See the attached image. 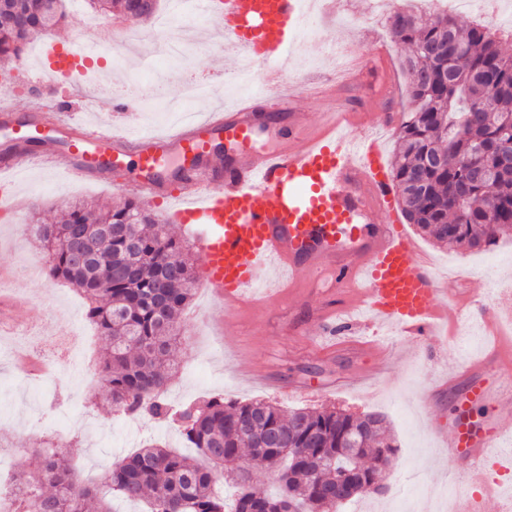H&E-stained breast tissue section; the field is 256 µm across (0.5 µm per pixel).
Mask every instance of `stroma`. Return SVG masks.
<instances>
[{"label": "stroma", "instance_id": "stroma-1", "mask_svg": "<svg viewBox=\"0 0 512 512\" xmlns=\"http://www.w3.org/2000/svg\"><path fill=\"white\" fill-rule=\"evenodd\" d=\"M327 2L326 13L301 25L294 56L284 58L279 68L298 84L331 81L343 86L337 108L362 113L358 136L378 141L384 159L392 160L398 130L383 127L380 114L386 107L401 110L406 101L404 53L392 42L386 18L374 17L373 0ZM92 18L87 31L106 49L100 67L111 68L107 49L115 29L123 25L142 34L141 53L152 52L149 39L156 33L155 21L100 12ZM210 29L205 21L187 26L181 58L157 60L149 67L124 60L121 69L85 91L68 89L60 80H40L39 67L20 60L0 69V104L21 110L37 95L46 111H53L60 98L78 109L89 91L100 96L101 109L86 113V120L102 125L116 122L133 132L171 130L173 119L160 110L114 112V84L130 80L148 84L153 99L161 101L179 97L182 80L208 79L219 69L224 73L219 88L228 102L251 93L252 84L238 80L235 55ZM330 44L348 56H362L371 78L351 85L346 76L336 75L325 62ZM7 189L18 196L19 211L13 222H0V267L14 273L15 298L1 310L29 319L34 328L25 335L0 338V450L7 455L0 467V491L12 492L19 474L30 467L36 443L42 441L66 445L77 478L97 486L103 485L105 466L113 458L132 454L150 441L191 453L190 444L168 423L109 410L107 389L93 375L106 341L88 324L84 299L46 274L33 277L26 270L43 255L31 238L32 218L51 224L65 202L97 200L116 205L125 201V194L106 185L73 181L62 170L49 177L28 170ZM416 243L430 256L435 274L447 278L453 289L446 304L460 308L469 326L468 356H461L446 330L420 341L393 327L383 329L394 349L382 360L370 355L374 341L365 332L352 341L343 334L318 339L314 332L319 317L327 309L342 310L345 294L324 281L292 288L286 276L275 273L263 287L282 290L283 296L261 311L247 304L222 306L197 290L182 317L178 368L168 378L166 400L176 408L221 397L228 402L271 401L286 410L336 407L355 415L375 411L384 415L396 447L394 465L383 474L384 494L356 499L344 512H386L392 500L424 492L435 480L449 495L466 494L469 512H512V445H505L501 457L488 461L486 472L498 478L500 486L487 495L481 486L461 489L447 481V473L463 462L438 435L452 410L444 381L467 361L499 356L502 346L512 342V312L506 307L512 302V233L479 250L451 251L421 236ZM252 362L265 368L267 381L245 374ZM300 383L315 384V394L291 393V386Z\"/></svg>", "mask_w": 512, "mask_h": 512}]
</instances>
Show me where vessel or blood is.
I'll return each instance as SVG.
<instances>
[{"mask_svg": "<svg viewBox=\"0 0 512 512\" xmlns=\"http://www.w3.org/2000/svg\"><path fill=\"white\" fill-rule=\"evenodd\" d=\"M207 20L225 46L259 59L278 60L298 34L299 0H204ZM80 44L65 40L48 51L49 74L83 75ZM275 100L262 93L242 97L235 107L199 112L167 133L132 135L109 126L0 108V172L37 167L51 173L64 165L74 178L111 184L122 171L121 188L148 205L175 201L178 223L192 228L201 254V285L216 302L246 300L273 267L299 282L331 271L342 290L366 280V306L374 318L408 335L431 338L438 298L447 282L437 280L414 239L400 223L392 174L374 143L359 139L360 113L343 127L308 124L295 103L310 93L327 101L338 86L283 84L281 72L265 77ZM289 112L288 142L260 154L249 144L260 107ZM229 138L242 145L234 159L220 161L214 148ZM490 360L472 364L444 431L448 446L469 473L497 455L512 415V369H496L489 385ZM493 401L495 414L475 419V405Z\"/></svg>", "mask_w": 512, "mask_h": 512, "instance_id": "1", "label": "vessel or blood"}]
</instances>
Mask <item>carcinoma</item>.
<instances>
[{
	"instance_id": "carcinoma-1",
	"label": "carcinoma",
	"mask_w": 512,
	"mask_h": 512,
	"mask_svg": "<svg viewBox=\"0 0 512 512\" xmlns=\"http://www.w3.org/2000/svg\"><path fill=\"white\" fill-rule=\"evenodd\" d=\"M88 4L96 12L145 20L157 11L142 0ZM65 16L63 9L47 11L43 0H0V67L19 60L34 34ZM388 22L393 41L409 48L403 61L407 103L392 166L401 214L441 247L489 246L512 231V176L478 179L472 168L492 172L499 153L512 152V54L480 21L463 26L447 15L424 21L394 10ZM101 224L127 229L137 251H128L123 236H101ZM30 232L46 252L47 275L85 297L87 318L107 341L98 375L111 406L167 417L165 374L196 284L181 242L136 200L99 212L86 203L70 205L58 223L33 224ZM84 244L94 261L80 283L77 252ZM177 422L198 456L142 448L113 461L111 493L145 501L150 512H284L291 502L301 512H329L315 486L334 487L357 468L358 487L349 497L379 494V462L395 454L384 417L373 412H287L263 400L226 404L211 398L184 407ZM37 456L36 471L20 482L5 512H112L97 487L78 481L58 449L44 445ZM255 471L270 474L279 491L253 487ZM227 480L237 489L229 506L214 491Z\"/></svg>"
}]
</instances>
